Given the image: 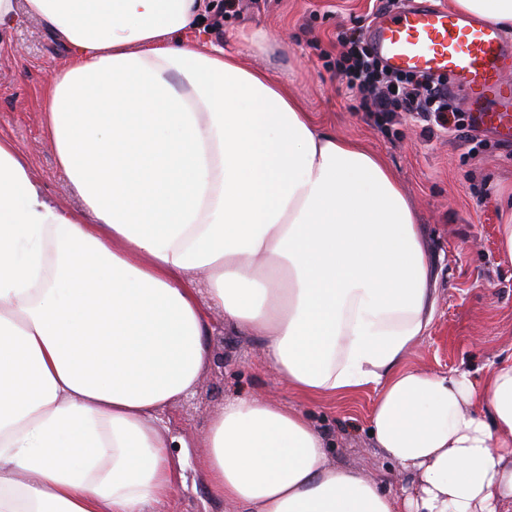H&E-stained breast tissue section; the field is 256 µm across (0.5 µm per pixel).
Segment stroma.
Here are the masks:
<instances>
[{
	"instance_id": "stroma-1",
	"label": "stroma",
	"mask_w": 512,
	"mask_h": 512,
	"mask_svg": "<svg viewBox=\"0 0 512 512\" xmlns=\"http://www.w3.org/2000/svg\"><path fill=\"white\" fill-rule=\"evenodd\" d=\"M371 9L372 0H256L243 15L228 18L223 0H204L195 38L204 52L218 46L242 53L249 67L285 81L324 129L384 158L414 203L436 257L434 320L405 363L479 377L512 356V262L498 247V226L506 220L498 199L512 192V145L480 130L482 145L474 156L466 135L429 131L408 114L387 131L357 111L320 55L336 54L338 28L354 26ZM242 28L253 31L256 44L236 40ZM67 57L66 47L36 22L0 33V135L19 145L45 194L69 204L73 198L42 112L45 87ZM208 320L211 356L198 383L163 411L180 478L177 493L156 512H233L208 490L205 426L239 392L289 395L286 381L263 360L259 336L225 329L223 317L213 312ZM376 397L369 388L303 407L329 440L334 463L384 476L387 489L397 492L406 477L369 434Z\"/></svg>"
}]
</instances>
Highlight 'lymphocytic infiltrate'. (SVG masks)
Wrapping results in <instances>:
<instances>
[{"label": "lymphocytic infiltrate", "instance_id": "f902f5d3", "mask_svg": "<svg viewBox=\"0 0 512 512\" xmlns=\"http://www.w3.org/2000/svg\"><path fill=\"white\" fill-rule=\"evenodd\" d=\"M333 63L337 77L377 126L394 122L398 113L414 112L438 128L461 130V112L443 77L389 69L366 46L359 27L340 29Z\"/></svg>", "mask_w": 512, "mask_h": 512}]
</instances>
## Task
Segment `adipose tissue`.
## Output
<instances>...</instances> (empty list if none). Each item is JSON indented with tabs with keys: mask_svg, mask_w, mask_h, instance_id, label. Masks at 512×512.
<instances>
[{
	"mask_svg": "<svg viewBox=\"0 0 512 512\" xmlns=\"http://www.w3.org/2000/svg\"><path fill=\"white\" fill-rule=\"evenodd\" d=\"M512 33V0H448ZM202 0H0L69 50L43 110L74 211L0 136V512H153L177 490L161 411L209 359L204 314L257 331L294 395L371 388L408 477L336 466L297 406L248 393L205 427L237 512H512V358L408 367L434 317L420 217L383 157L287 85L188 40ZM205 273L198 292L196 273Z\"/></svg>",
	"mask_w": 512,
	"mask_h": 512,
	"instance_id": "ef3b65f1",
	"label": "adipose tissue"
}]
</instances>
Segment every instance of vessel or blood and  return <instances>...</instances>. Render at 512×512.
<instances>
[{
  "instance_id": "b4317fda",
  "label": "vessel or blood",
  "mask_w": 512,
  "mask_h": 512,
  "mask_svg": "<svg viewBox=\"0 0 512 512\" xmlns=\"http://www.w3.org/2000/svg\"><path fill=\"white\" fill-rule=\"evenodd\" d=\"M367 36L393 69L445 75L476 112L479 126L512 142V85L503 80L512 69V50L499 29L458 12L410 0L384 14Z\"/></svg>"
}]
</instances>
